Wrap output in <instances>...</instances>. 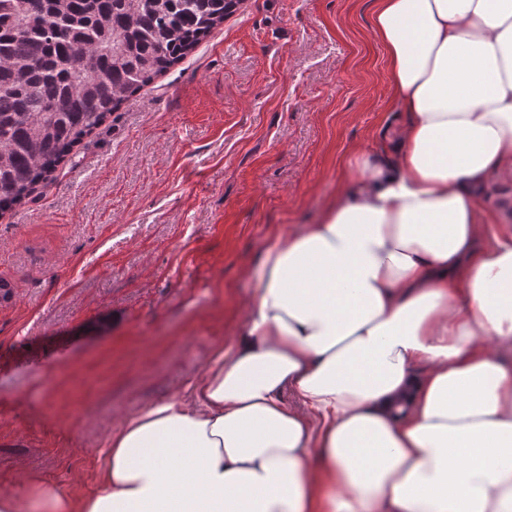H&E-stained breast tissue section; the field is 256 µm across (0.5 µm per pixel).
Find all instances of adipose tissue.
<instances>
[{"instance_id": "ef3b65f1", "label": "adipose tissue", "mask_w": 512, "mask_h": 512, "mask_svg": "<svg viewBox=\"0 0 512 512\" xmlns=\"http://www.w3.org/2000/svg\"><path fill=\"white\" fill-rule=\"evenodd\" d=\"M402 121L317 223L274 238L247 317L189 387L107 441L81 496L0 512H512V0H373ZM293 392L301 403L284 399ZM479 204L484 211L496 214L501 224L512 225V173L492 176Z\"/></svg>"}]
</instances>
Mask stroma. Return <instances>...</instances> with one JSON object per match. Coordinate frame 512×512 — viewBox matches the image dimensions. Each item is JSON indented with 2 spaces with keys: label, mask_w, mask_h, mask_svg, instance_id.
Listing matches in <instances>:
<instances>
[{
  "label": "stroma",
  "mask_w": 512,
  "mask_h": 512,
  "mask_svg": "<svg viewBox=\"0 0 512 512\" xmlns=\"http://www.w3.org/2000/svg\"><path fill=\"white\" fill-rule=\"evenodd\" d=\"M371 0H242L0 214V492L92 490L107 439L229 349L269 241L397 126ZM484 211L512 225V173Z\"/></svg>",
  "instance_id": "1"
}]
</instances>
